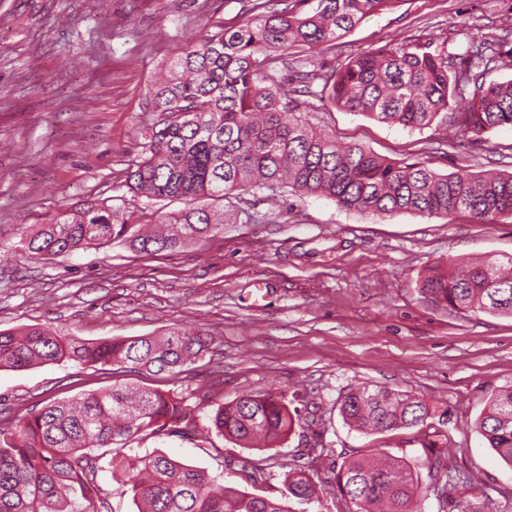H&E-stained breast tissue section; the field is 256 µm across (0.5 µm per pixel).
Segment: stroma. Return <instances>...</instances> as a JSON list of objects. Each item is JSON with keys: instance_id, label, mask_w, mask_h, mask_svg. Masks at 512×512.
<instances>
[{"instance_id": "obj_1", "label": "stroma", "mask_w": 512, "mask_h": 512, "mask_svg": "<svg viewBox=\"0 0 512 512\" xmlns=\"http://www.w3.org/2000/svg\"><path fill=\"white\" fill-rule=\"evenodd\" d=\"M249 0H0V330L32 325L94 341L200 330L213 344L190 371L168 380L74 362L0 370V426L54 400L127 382L186 397L188 433L132 441L190 462L225 483L272 499L282 474L312 467V431L297 425L281 447L247 449L211 428L215 404L268 390L300 414L322 416L326 455L382 452L409 461L420 512H438L417 430L362 435L338 403L351 389L386 386L447 409L428 428L446 436L451 473L477 476L490 501L512 497V468L488 447L477 422L488 399L512 386V318L432 306L418 290L450 260L512 254V219L476 222L454 212L379 218L316 195L279 205L241 195L261 215L173 251L140 252L123 242L48 260L25 258L30 225L63 209L111 199L141 214L124 173L153 118L151 89L178 49L241 21ZM512 0H395L315 55L332 66L388 42L432 43L449 58L470 41L497 39ZM309 121L338 141L393 161L449 173L512 172V126L484 139L446 127L411 130L327 105ZM264 476L246 479L244 461Z\"/></svg>"}]
</instances>
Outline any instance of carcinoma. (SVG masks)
Segmentation results:
<instances>
[{
  "mask_svg": "<svg viewBox=\"0 0 512 512\" xmlns=\"http://www.w3.org/2000/svg\"><path fill=\"white\" fill-rule=\"evenodd\" d=\"M395 0H252L249 17L223 26L178 50L168 74L154 85L153 122L141 129V153L124 186L151 203L184 204L161 215L133 217L107 201L60 212L22 236L33 258H53L123 241L144 252L174 250L236 223L212 204L238 192L263 200L288 193L327 197L342 209L384 218L464 212L477 221L512 217V173H440L422 162L387 160L361 144H340L296 115L323 82L335 105L380 123L425 129L453 127L480 136L512 125V80L485 83L487 71L512 61L508 41H480L453 63L431 45L389 42L348 56L325 73L310 54L350 33L366 16ZM291 78L275 77L276 65ZM474 86L468 109L452 112L460 87ZM503 283L495 290L488 280ZM420 291L433 306L512 317V255L485 262H452L433 270ZM202 331L172 328L160 336L87 342L48 326L0 330V370L68 360L111 364L130 372L176 376L209 352ZM186 398L149 387L115 383L75 399L53 401L38 413L0 428V512H102L93 475L114 449L141 436L176 435L189 427ZM344 422L365 434L410 429L431 415L426 400L385 386H364L339 405ZM281 392L244 395L211 415L217 434L244 448H278L300 423ZM478 427L490 448L512 466V387L492 395ZM108 466L137 512H296L317 500V483L302 469L284 473L278 499L224 484L196 466L154 451L111 453ZM430 491L448 507L442 455L427 458ZM325 479L345 500L346 512H419L416 481L401 458L331 461Z\"/></svg>",
  "mask_w": 512,
  "mask_h": 512,
  "instance_id": "obj_1",
  "label": "carcinoma"
}]
</instances>
